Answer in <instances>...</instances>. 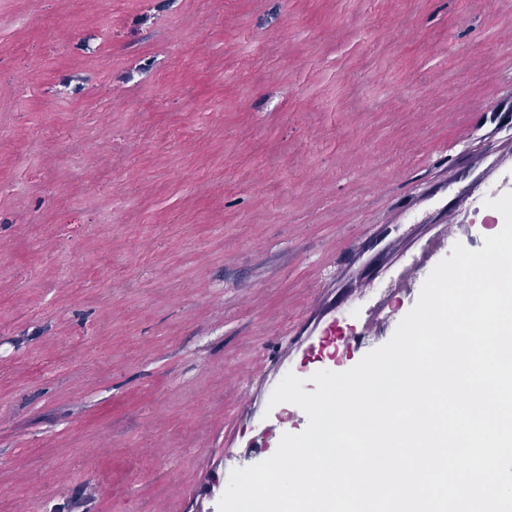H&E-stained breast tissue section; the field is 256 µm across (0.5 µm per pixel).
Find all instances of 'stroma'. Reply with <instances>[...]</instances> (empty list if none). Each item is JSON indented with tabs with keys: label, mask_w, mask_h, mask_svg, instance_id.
Instances as JSON below:
<instances>
[{
	"label": "stroma",
	"mask_w": 512,
	"mask_h": 512,
	"mask_svg": "<svg viewBox=\"0 0 512 512\" xmlns=\"http://www.w3.org/2000/svg\"><path fill=\"white\" fill-rule=\"evenodd\" d=\"M511 29L512 0H0V512H218L281 361L389 340L493 235Z\"/></svg>",
	"instance_id": "obj_1"
}]
</instances>
